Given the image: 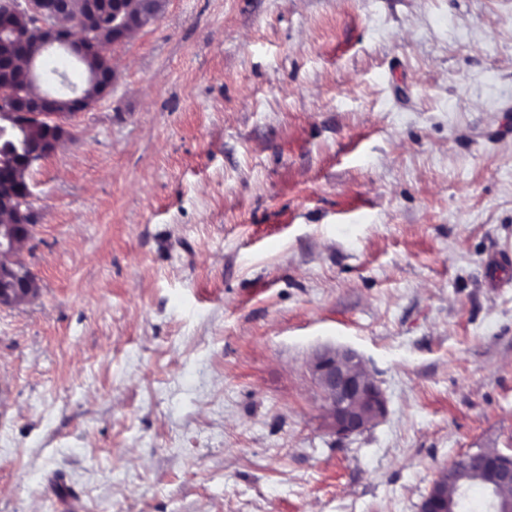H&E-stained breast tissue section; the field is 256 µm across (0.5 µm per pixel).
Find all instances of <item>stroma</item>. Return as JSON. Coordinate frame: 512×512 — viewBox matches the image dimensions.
<instances>
[{
    "mask_svg": "<svg viewBox=\"0 0 512 512\" xmlns=\"http://www.w3.org/2000/svg\"><path fill=\"white\" fill-rule=\"evenodd\" d=\"M107 56L25 173L0 512H420L512 454V0H165ZM327 347L387 401L345 440ZM9 291L13 297V304L20 305L26 303L35 297L38 291V285L35 277L28 270L25 278H14L13 280H0V290ZM32 290L31 298H28L29 292ZM465 459L478 470L489 473L493 478L491 484L495 483L500 487L512 486V455L478 451L465 456ZM453 488L467 489L471 485L479 484L487 488L490 482L489 476L484 472L467 469L461 464V460L455 462L440 478L435 481L432 492L443 493L445 484Z\"/></svg>",
    "mask_w": 512,
    "mask_h": 512,
    "instance_id": "obj_1",
    "label": "stroma"
}]
</instances>
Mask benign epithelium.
<instances>
[{"label":"benign epithelium","instance_id":"7a95c632","mask_svg":"<svg viewBox=\"0 0 512 512\" xmlns=\"http://www.w3.org/2000/svg\"><path fill=\"white\" fill-rule=\"evenodd\" d=\"M127 0H108L116 16L112 29V44H122L129 38L128 28L139 26L142 20L128 14ZM28 12L35 23L31 33L45 47L59 44L79 56L94 55L100 50L88 38L99 19L96 0H0V33L8 26L12 15ZM58 96L49 92L41 107L51 125H63L65 116L51 111ZM24 198L18 197L8 184L0 185V213L8 207L23 215ZM20 238L14 235V225H0V257L18 253ZM311 371L322 392L329 429L340 439L357 435L377 422L386 413L384 394L375 380L362 369V360L348 348L324 349L318 352ZM467 462L492 476L500 487L512 486V455L478 451L465 456Z\"/></svg>","mask_w":512,"mask_h":512}]
</instances>
